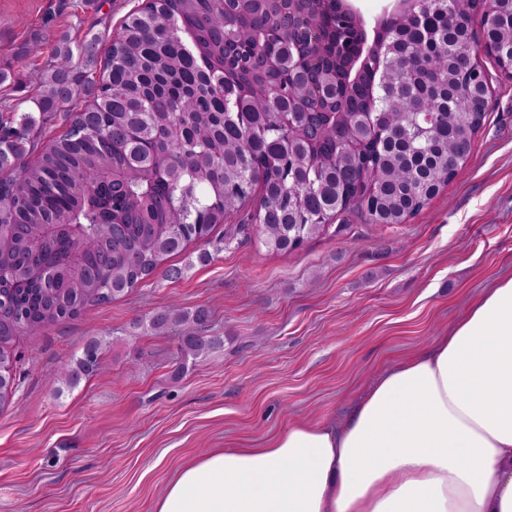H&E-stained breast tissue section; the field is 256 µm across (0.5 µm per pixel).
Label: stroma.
Returning a JSON list of instances; mask_svg holds the SVG:
<instances>
[{
    "instance_id": "35a3bbf8",
    "label": "stroma",
    "mask_w": 512,
    "mask_h": 512,
    "mask_svg": "<svg viewBox=\"0 0 512 512\" xmlns=\"http://www.w3.org/2000/svg\"><path fill=\"white\" fill-rule=\"evenodd\" d=\"M145 0H0V71L35 85L53 35L113 40ZM42 41L41 56L25 50ZM487 113L468 160L405 223L354 212L343 231L276 254L239 239L206 265L198 245L127 296L18 336L15 392L0 413V512H152L184 465L260 447L288 422L345 417L386 369L447 332L512 276V80L486 55ZM175 302L205 307L224 344L180 362L177 332L133 335ZM94 338L106 368L57 378Z\"/></svg>"
}]
</instances>
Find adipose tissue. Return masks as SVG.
I'll return each instance as SVG.
<instances>
[{"instance_id": "ef3b65f1", "label": "adipose tissue", "mask_w": 512, "mask_h": 512, "mask_svg": "<svg viewBox=\"0 0 512 512\" xmlns=\"http://www.w3.org/2000/svg\"><path fill=\"white\" fill-rule=\"evenodd\" d=\"M153 512H512V277L340 421L201 456Z\"/></svg>"}]
</instances>
